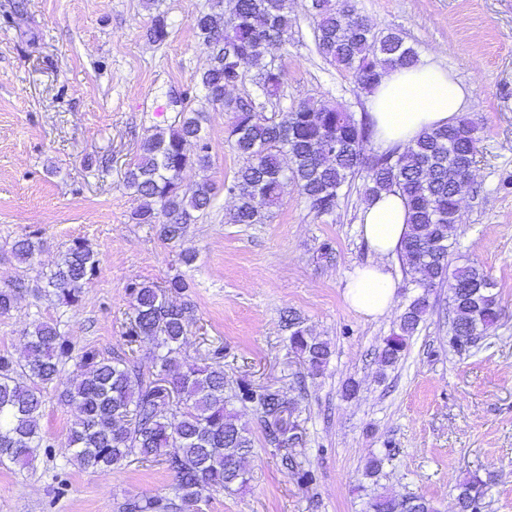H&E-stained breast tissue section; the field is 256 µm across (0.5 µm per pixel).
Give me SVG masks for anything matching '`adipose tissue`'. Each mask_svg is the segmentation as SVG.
Here are the masks:
<instances>
[{
    "label": "adipose tissue",
    "instance_id": "ef3b65f1",
    "mask_svg": "<svg viewBox=\"0 0 512 512\" xmlns=\"http://www.w3.org/2000/svg\"><path fill=\"white\" fill-rule=\"evenodd\" d=\"M469 88L431 60L385 74L368 95L375 146H411L426 129L454 124L465 111ZM408 207L399 191L381 192L365 203L361 231L379 260L356 269L344 296L356 313L376 319L392 312L396 290L385 258L396 255L409 227Z\"/></svg>",
    "mask_w": 512,
    "mask_h": 512
}]
</instances>
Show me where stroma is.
Wrapping results in <instances>:
<instances>
[{"label": "stroma", "mask_w": 512, "mask_h": 512, "mask_svg": "<svg viewBox=\"0 0 512 512\" xmlns=\"http://www.w3.org/2000/svg\"><path fill=\"white\" fill-rule=\"evenodd\" d=\"M205 0H0V284H24L0 317V352L23 356V336L38 321L57 323L74 355L128 351L132 282L182 275L193 319L182 354L204 358L224 348L230 383L279 390L303 428L305 487L280 465L250 408L238 415L252 431V480L228 495L211 494L203 512H363L365 490L421 495L438 512H456V485L471 470L490 478L487 512H512V0H357L375 30L394 29L421 57L471 88L466 114L479 130L472 189L462 201V229L450 247L455 264L472 260L495 280L502 314L477 349L448 344V291L430 294L431 311L400 360L381 367L376 352L396 332L416 290L398 259L388 266L397 300L390 315L368 320L344 299L348 278L374 261L359 226L362 178L345 185L332 214L316 216L285 186L264 224H236L224 189L241 164L227 132L229 116L207 107L194 77L209 53L191 19ZM295 25L271 57L285 72L280 98L266 115L299 96L368 109L352 77L317 53L308 0H289ZM163 16L165 43L149 30ZM207 109L211 209L178 242L154 224L135 223L139 201L123 182L145 137L181 111ZM33 234L44 249L29 264L10 253ZM75 239L102 259L78 307L32 288ZM331 247L323 255V247ZM197 259L181 264L182 251ZM295 311L309 332L331 345L320 373L294 357L282 322ZM359 385L345 399L348 381ZM41 426L52 445L27 467L0 465V512H121L131 497L165 495L172 478L160 464L128 463L116 474L81 470L65 450L75 411L55 388L43 392ZM384 455L379 480L366 460Z\"/></svg>", "instance_id": "stroma-1"}]
</instances>
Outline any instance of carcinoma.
Returning a JSON list of instances; mask_svg holds the SVG:
<instances>
[{
    "instance_id": "carcinoma-1",
    "label": "carcinoma",
    "mask_w": 512,
    "mask_h": 512,
    "mask_svg": "<svg viewBox=\"0 0 512 512\" xmlns=\"http://www.w3.org/2000/svg\"><path fill=\"white\" fill-rule=\"evenodd\" d=\"M318 54L370 91L389 70L411 67L418 51L396 30L375 31L356 0H309ZM294 19L288 0H206L191 20L208 48L209 63L196 75L207 103L231 114L229 138L243 164L224 188L235 199V224H264L284 185L293 184L317 216L336 208L342 188L364 175V197L397 189L406 198L409 232L399 250L409 283L421 290L400 316L398 332L388 337L379 361L392 366L407 340L431 310L430 291L448 288L452 320L449 345L467 353L490 334L501 316L495 284L474 264L450 268L448 241L461 221L459 203L470 178L451 174L469 167L478 151V128L466 116L456 124L423 131L400 152L370 156V124L355 119L340 105L303 99L273 117L266 103L280 96L284 71L265 62L268 49L288 44ZM260 68L256 90L224 97V87L243 79V68ZM208 112L191 109L177 122L147 136L138 158L124 173L126 188L140 200L132 213L137 224H158L162 239H179L212 204L214 186L203 175L211 167V145L202 135ZM290 165L283 166V157ZM196 176L191 195L181 193L185 176ZM43 241L31 235L15 240L12 255L31 262ZM100 259L87 244L73 241L35 292L53 295L75 307L98 275ZM189 287L181 275L163 284L128 285L133 308L130 342L152 345L151 370L136 355L105 357L82 353L75 369L63 375L71 357L68 337L49 321L35 323L25 334L26 356L17 362L0 353V464L26 466L39 448L51 447L42 431V390H59V399L78 413L67 437L71 461L92 472L118 471L132 461L158 462L172 476L171 495L133 497L122 512H200L202 492H233L252 479L249 468L254 438L239 423L233 401L255 410L267 443L281 451L282 467L301 473L311 485L315 475L302 468L295 448L297 424L287 422L290 409L280 392L256 389L241 381L231 390L224 374V349L192 363L182 356L191 308L173 296ZM18 289L0 287V316L14 308ZM289 348L311 372L319 373L331 356L329 343L310 335L294 314L288 315ZM490 481L478 471L457 485V512H483ZM365 512H437L424 496L368 494Z\"/></svg>"
}]
</instances>
